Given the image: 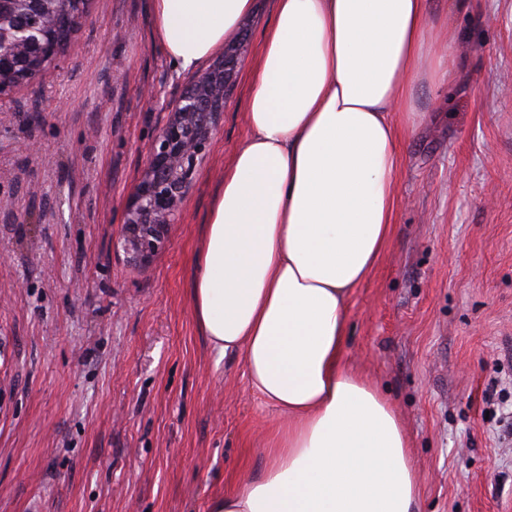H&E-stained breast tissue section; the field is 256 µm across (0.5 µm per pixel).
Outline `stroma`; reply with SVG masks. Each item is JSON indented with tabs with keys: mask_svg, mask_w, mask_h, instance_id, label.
<instances>
[{
	"mask_svg": "<svg viewBox=\"0 0 512 512\" xmlns=\"http://www.w3.org/2000/svg\"><path fill=\"white\" fill-rule=\"evenodd\" d=\"M448 80L401 148L393 236L348 301L346 362L412 441L420 512H512V0H432ZM273 14L256 0L209 149L147 264L121 245L147 148L193 83L152 0H89L42 74L0 99V512H208L258 474L277 412L217 360L191 288Z\"/></svg>",
	"mask_w": 512,
	"mask_h": 512,
	"instance_id": "35a3bbf8",
	"label": "stroma"
}]
</instances>
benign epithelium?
I'll return each instance as SVG.
<instances>
[{"label": "benign epithelium", "mask_w": 512, "mask_h": 512, "mask_svg": "<svg viewBox=\"0 0 512 512\" xmlns=\"http://www.w3.org/2000/svg\"><path fill=\"white\" fill-rule=\"evenodd\" d=\"M228 80V61L209 68L182 97L177 112L150 145L145 174L123 225V246L131 261L147 262L161 249L196 160L207 150L215 123L224 110Z\"/></svg>", "instance_id": "7a95c632"}]
</instances>
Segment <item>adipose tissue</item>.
Wrapping results in <instances>:
<instances>
[{"mask_svg":"<svg viewBox=\"0 0 512 512\" xmlns=\"http://www.w3.org/2000/svg\"><path fill=\"white\" fill-rule=\"evenodd\" d=\"M152 7L167 57L192 71L254 0ZM429 28L428 0H274L191 297L213 352L241 357L281 420L263 472L208 512H420L403 422L343 348L350 295L393 233L419 85L448 80Z\"/></svg>","mask_w":512,"mask_h":512,"instance_id":"1","label":"adipose tissue"}]
</instances>
